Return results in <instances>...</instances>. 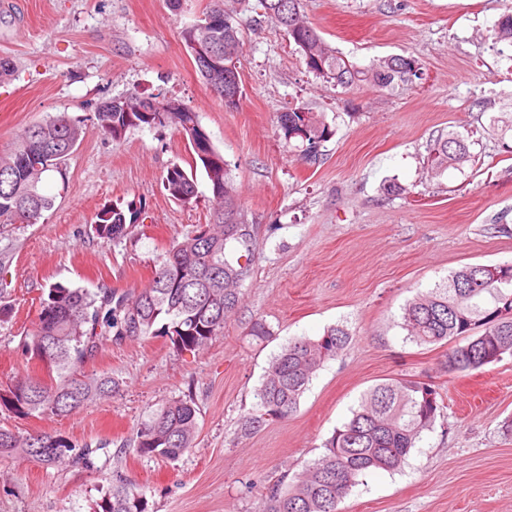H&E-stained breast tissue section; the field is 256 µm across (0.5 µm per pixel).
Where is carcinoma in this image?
Masks as SVG:
<instances>
[{"mask_svg": "<svg viewBox=\"0 0 512 512\" xmlns=\"http://www.w3.org/2000/svg\"><path fill=\"white\" fill-rule=\"evenodd\" d=\"M263 21L283 29L292 38L309 71L347 88L369 81L393 90L421 77L413 56L385 57L370 69L354 67L326 44L300 11V0H258ZM209 34L216 47L239 51L242 28L237 10L226 0H210L203 18L185 25L180 38L187 49ZM492 38L512 45V12L496 21ZM206 87L224 97V68L198 71ZM101 135L119 141L131 128L178 131L192 147L210 184L213 206L205 225H195L175 241L149 284L134 291L101 288L96 292L52 284L42 299L33 335L25 352L43 363L48 379L29 376L0 390V407L19 417L67 416L109 398L119 386L110 375L88 374L83 365L106 342L166 336L176 349L204 350L224 335V324L241 301V284L251 270L254 227L244 218L239 195L224 156L213 146L198 113L177 99L158 101L134 93L104 102L97 112ZM277 132L286 142L301 144L302 160L317 165L321 148L335 134L322 114L303 108L281 112ZM85 135L64 114L26 127L14 146L0 156V234L14 224H37L54 206L43 193L46 173L62 170ZM468 137L450 132L437 140L427 160L438 175L469 161ZM168 195L182 203L196 196V186L183 167H168L163 179ZM145 205L134 201L121 208L102 209L95 232L102 242L119 243L139 224ZM501 279L492 281L478 265L464 266L443 283L416 295L403 309L401 328L419 346L445 345L453 338L468 343L448 349L444 368L466 372L489 364L491 354L512 356V262L495 265ZM247 336L264 342L272 331L265 320H253ZM344 326L327 328L317 339L294 337L269 362L255 403L241 423L253 433L270 421L297 411L314 375L348 345ZM445 407L441 388L430 382L391 378L370 388L336 429L325 452L295 474L278 479L261 495L258 512H338L359 477L373 470L400 469L425 431L433 429ZM198 406L190 397L172 398L151 411L137 426L134 450L143 457L176 460L195 447ZM105 449L79 444L61 434H20L0 427V458H27L44 468L94 465ZM93 512H149L143 492L120 471L96 501Z\"/></svg>", "mask_w": 512, "mask_h": 512, "instance_id": "carcinoma-1", "label": "carcinoma"}]
</instances>
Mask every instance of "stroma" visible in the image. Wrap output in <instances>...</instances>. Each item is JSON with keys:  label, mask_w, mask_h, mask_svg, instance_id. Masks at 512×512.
<instances>
[{"label": "stroma", "mask_w": 512, "mask_h": 512, "mask_svg": "<svg viewBox=\"0 0 512 512\" xmlns=\"http://www.w3.org/2000/svg\"><path fill=\"white\" fill-rule=\"evenodd\" d=\"M207 2L174 11L167 0H0V58L10 62L0 154L59 113L85 130L63 172L42 183L55 198L44 222L0 235V303L13 309L0 322V389L47 375L24 351L42 288H142L169 246L209 220V182L191 167L187 141L171 128L112 141L95 127L102 102L138 92L191 106L256 226L241 303L207 349L179 351L164 336L109 343L84 370L118 378L112 397L64 417L0 407L2 427L106 446L89 468L0 459V512H91L116 469L150 512H255L263 487L317 459L362 395L389 378L432 381L446 406L404 467L362 477L341 512H512V357L448 373L443 348L415 344L399 325L405 305L452 272L512 261V154L501 148L512 132L490 126L512 98V47L490 37L512 0H301L306 20L356 68L414 55L421 78L393 90L316 76L284 32L240 12L235 109L203 84L179 38ZM298 107L323 113L335 131L319 165L277 135L278 113ZM452 130L468 134L471 161L428 175L433 140ZM175 163L191 169L192 202L163 188ZM130 201L143 202V224L103 244L97 213ZM257 317L273 331L264 344L246 335ZM337 324L351 340L317 371L297 412L243 433L271 357ZM184 395L200 409L195 447L174 461L137 455L138 423Z\"/></svg>", "instance_id": "35a3bbf8"}]
</instances>
